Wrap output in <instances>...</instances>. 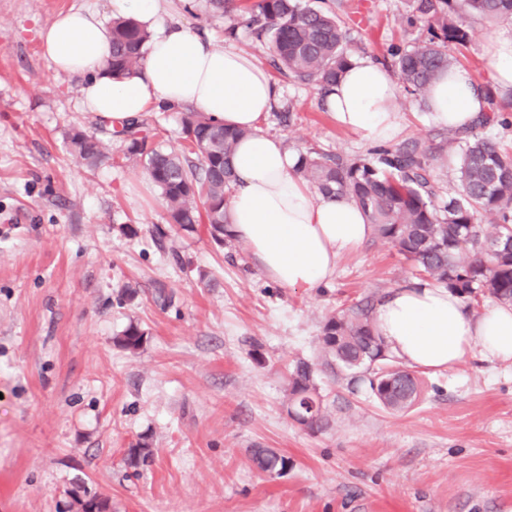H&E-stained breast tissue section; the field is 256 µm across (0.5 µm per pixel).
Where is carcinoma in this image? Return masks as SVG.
Listing matches in <instances>:
<instances>
[{
    "mask_svg": "<svg viewBox=\"0 0 512 512\" xmlns=\"http://www.w3.org/2000/svg\"><path fill=\"white\" fill-rule=\"evenodd\" d=\"M408 27L425 32L405 46L394 47L383 62L396 73L406 94L424 103L431 84L453 69V48L468 39L466 20L512 19V0H407ZM241 24L273 47V65L284 77L319 87L336 84L358 56L349 23L332 9L314 8L305 0H255ZM149 32L132 18L112 19V47L106 69L114 79L137 74L144 60ZM147 122H133L115 132L127 152L145 161L158 187L169 223L182 229L208 226L217 241L228 237L232 159L249 131L229 128L198 111L182 118L179 150L148 143ZM73 156L87 167L105 157L99 139L76 132L70 137ZM448 150L457 156V189L439 199L430 169L443 158L440 148L413 142L381 147L371 155L300 154L296 173L326 196H348L373 224L375 237L392 244L416 271L418 280L457 294L467 308L489 296L512 304V155L474 129L448 131ZM493 228L485 234L478 217ZM374 304L358 302L328 318L322 328L321 361L297 362L288 375L287 413L305 430L326 428V406L318 391V372L347 374L353 386L367 385L378 404L392 411L411 408L423 385L416 373L388 352L376 333ZM144 331L131 325L120 339L138 349ZM261 472L283 475L291 461L273 448L249 449ZM152 459L149 443L129 449L130 465ZM109 512V499L97 493L74 495V505L90 504Z\"/></svg>",
    "mask_w": 512,
    "mask_h": 512,
    "instance_id": "1",
    "label": "carcinoma"
}]
</instances>
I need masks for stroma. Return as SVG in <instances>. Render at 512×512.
<instances>
[{
	"mask_svg": "<svg viewBox=\"0 0 512 512\" xmlns=\"http://www.w3.org/2000/svg\"><path fill=\"white\" fill-rule=\"evenodd\" d=\"M233 2L226 14L168 0L166 20L269 66L270 45L237 24L251 0ZM358 6L366 57L412 41L405 0ZM71 8L113 19L108 0H0V512H75L81 486L111 512H512V362L475 352L425 374L430 389L401 413L323 374L327 427L313 434L288 415V371L318 357L328 317L412 283L409 265L372 238L327 285L283 288L243 243L169 225L143 160L83 108L82 77L41 52L38 30ZM511 26L467 21L455 55L478 85L491 82L488 44ZM271 79L261 127L288 151L373 150L314 86ZM396 113L393 145H445L423 103L398 93ZM144 117L154 143L179 148L181 109ZM76 130L103 142L97 168L70 154ZM132 324L145 332L134 352L118 343ZM141 441L153 461L134 468L127 453ZM258 446L288 456V472L257 470Z\"/></svg>",
	"mask_w": 512,
	"mask_h": 512,
	"instance_id": "35a3bbf8",
	"label": "stroma"
}]
</instances>
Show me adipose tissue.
<instances>
[{"label": "adipose tissue", "instance_id": "ef3b65f1", "mask_svg": "<svg viewBox=\"0 0 512 512\" xmlns=\"http://www.w3.org/2000/svg\"><path fill=\"white\" fill-rule=\"evenodd\" d=\"M110 4L113 14L157 31L136 76L115 80L106 73L112 36L91 11L59 12L38 33L56 72L83 77V107L121 125L153 104L189 105L224 125L247 129L235 154L228 232L281 287L330 282L339 258L360 247L372 227L350 198H327L312 189L296 174V160L281 141L261 131L276 99L267 71L246 52L165 26L161 0ZM396 94L388 72L364 58L326 92L324 102L340 127L384 143L398 133ZM486 108L473 75L462 67L438 80L427 97L430 122L454 130L474 125ZM374 316L390 355L412 369L445 371L475 350L489 360L512 361V305L477 314L448 289L416 281L389 292Z\"/></svg>", "mask_w": 512, "mask_h": 512}]
</instances>
